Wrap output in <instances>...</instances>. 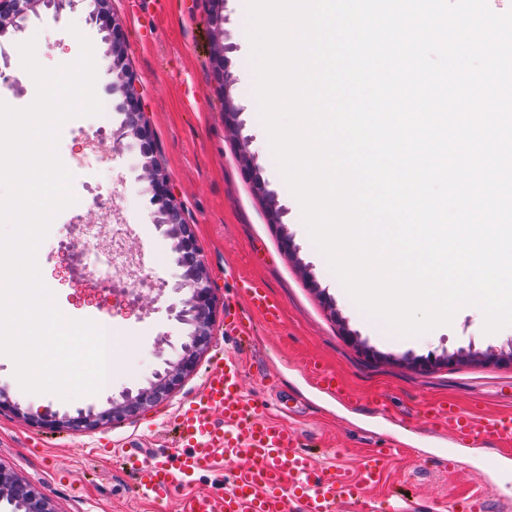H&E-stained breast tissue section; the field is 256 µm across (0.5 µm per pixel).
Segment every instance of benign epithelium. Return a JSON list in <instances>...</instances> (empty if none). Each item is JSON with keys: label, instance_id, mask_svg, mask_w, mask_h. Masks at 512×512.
Listing matches in <instances>:
<instances>
[{"label": "benign epithelium", "instance_id": "benign-epithelium-1", "mask_svg": "<svg viewBox=\"0 0 512 512\" xmlns=\"http://www.w3.org/2000/svg\"><path fill=\"white\" fill-rule=\"evenodd\" d=\"M58 5V0H0V32L20 31L21 22L29 16ZM90 20L105 33L104 39L109 43L107 73L116 75L120 81L117 86L112 83L108 86L109 91L120 92L119 112L123 115L119 127L112 131V140L115 144L130 140L139 145L143 157L141 178L148 183L150 201L160 217L158 226L165 228L166 236L173 241L174 262L179 268L174 290L182 294L176 317L188 326V332L180 343L181 351L174 359L165 361V368L154 374L149 387L135 394L129 391L122 394L121 399L112 401L108 408H91L75 417L45 421L51 428L72 430H90L108 422H120L165 400L179 382L195 370L200 356L209 348L217 305L209 272L200 258L199 246L183 209L174 199L170 178L154 158L153 131L144 118L142 101L136 93L135 80L127 63L124 29L112 15L110 0H94ZM211 69L224 93V125L233 129L237 126L240 109L229 101L228 75L214 58L211 59ZM21 493L26 494L27 512H56L50 502L40 497L14 471L0 466V501L12 500Z\"/></svg>", "mask_w": 512, "mask_h": 512}]
</instances>
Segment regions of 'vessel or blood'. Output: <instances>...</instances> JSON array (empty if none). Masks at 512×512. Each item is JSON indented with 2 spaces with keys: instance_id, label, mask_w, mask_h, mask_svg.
<instances>
[{
  "instance_id": "obj_1",
  "label": "vessel or blood",
  "mask_w": 512,
  "mask_h": 512,
  "mask_svg": "<svg viewBox=\"0 0 512 512\" xmlns=\"http://www.w3.org/2000/svg\"><path fill=\"white\" fill-rule=\"evenodd\" d=\"M244 294L250 312L269 323L280 320V303L257 283ZM244 365L225 356L212 365L200 394L180 412L181 450L171 460H132L136 491L153 500L179 495L180 512H355L381 481L388 456L366 454L357 471L316 466L301 446L299 432L241 388ZM437 423L473 442L512 449V416L460 415L454 403L431 407ZM223 451L234 471L221 492L191 489L195 474L214 467Z\"/></svg>"
}]
</instances>
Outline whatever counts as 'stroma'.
<instances>
[{"label": "stroma", "mask_w": 512, "mask_h": 512, "mask_svg": "<svg viewBox=\"0 0 512 512\" xmlns=\"http://www.w3.org/2000/svg\"><path fill=\"white\" fill-rule=\"evenodd\" d=\"M112 12L128 35V64L139 80L158 159L195 233L219 310L242 304L247 281L262 284L282 306L279 323L252 319L253 342L240 352L244 392L299 429L316 465L335 461L339 448L353 469L369 451L401 447L370 501L392 494L407 498L414 512H448L456 499L478 492L498 512H512V458L439 431L422 409L423 402L450 399L465 415L512 412V334L488 337L479 317L469 313L448 330L400 337L354 313L320 252L301 234V213L275 162L259 157L265 133L248 81L250 53L242 44L244 0H224L222 9L230 96L240 109L234 133L224 126V102L210 68L213 30L205 0H112ZM72 24L77 33L69 32ZM81 34L91 40L95 58L104 59L108 45L83 0H65L59 11L30 18L25 32L0 38V100L16 108L32 100L19 43L36 39L45 66L55 67L78 58ZM121 119L114 111L64 124L62 160L87 156L98 141L108 163L86 169L97 203L63 210L39 248L43 267L56 281L52 291L60 310L96 322L121 317L111 386L68 401L30 394L16 380L12 360L0 355V388L20 407L16 414L0 411V464L14 469L57 512H179L178 499L157 504L136 495L113 450L121 446L147 458L172 451L175 411L200 392L212 362L238 352L223 319H216L212 343L195 372L160 405L96 430L35 426V419L101 408L126 390L147 386L186 332L173 311L179 298L172 242L154 222L140 158L112 141ZM245 152L256 156L254 170H246ZM256 179L268 198L254 194ZM109 209L125 224L124 247L139 258L152 287L112 288L92 275L82 227L98 224L111 235V226L102 222ZM285 237L291 250L282 246ZM314 364L335 371L342 391L317 384L310 372ZM376 396L384 401L379 411L367 407Z\"/></svg>", "instance_id": "1"}]
</instances>
